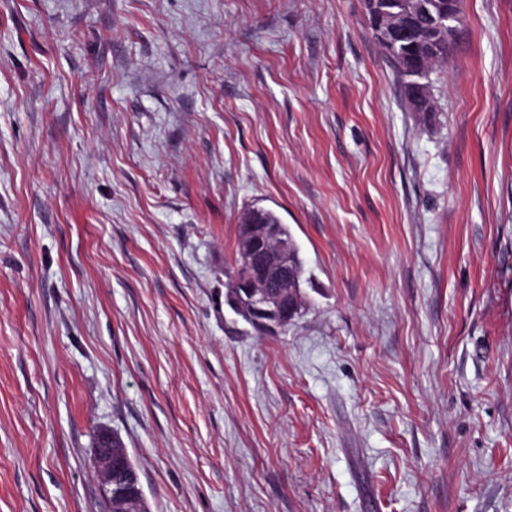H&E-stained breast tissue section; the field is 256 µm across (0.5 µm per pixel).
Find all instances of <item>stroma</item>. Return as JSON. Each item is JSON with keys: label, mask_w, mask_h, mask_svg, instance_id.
I'll list each match as a JSON object with an SVG mask.
<instances>
[{"label": "stroma", "mask_w": 512, "mask_h": 512, "mask_svg": "<svg viewBox=\"0 0 512 512\" xmlns=\"http://www.w3.org/2000/svg\"><path fill=\"white\" fill-rule=\"evenodd\" d=\"M437 116L363 0H0V512H512V0ZM309 306L224 316L248 204ZM432 97L433 94L431 91L430 83L423 80L419 81L416 83L414 93L409 97L407 101L408 108L412 112H422L425 120H431L436 112V104L434 98L430 104V110L433 112H428L426 106ZM112 448H119L127 453L122 441L118 437L108 431L99 432L96 439L92 467L104 497L108 502L109 512L118 510L114 504L112 506L113 499L114 501L122 502L133 491L131 486L134 483V469L138 475L140 488H142L137 466L129 457L134 467L133 469L128 457L124 453H114Z\"/></svg>", "instance_id": "35a3bbf8"}]
</instances>
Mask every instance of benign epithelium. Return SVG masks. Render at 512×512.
Segmentation results:
<instances>
[{
    "mask_svg": "<svg viewBox=\"0 0 512 512\" xmlns=\"http://www.w3.org/2000/svg\"><path fill=\"white\" fill-rule=\"evenodd\" d=\"M367 20L374 39L388 47H412L427 41L431 33L452 41L462 24L460 0H383ZM432 97L430 83L419 81L407 101L408 108L425 112ZM244 238L250 250L264 240L271 242V247L264 249L261 268L257 270L247 261L238 276L256 283L244 301L251 327L272 332L281 323L284 302L294 297L295 286L289 276L294 249L287 239L275 235L274 229L255 223L244 226ZM92 467L107 502H122L130 495L134 469L125 454L112 451V434L107 431L97 436Z\"/></svg>",
    "mask_w": 512,
    "mask_h": 512,
    "instance_id": "7a95c632",
    "label": "benign epithelium"
}]
</instances>
